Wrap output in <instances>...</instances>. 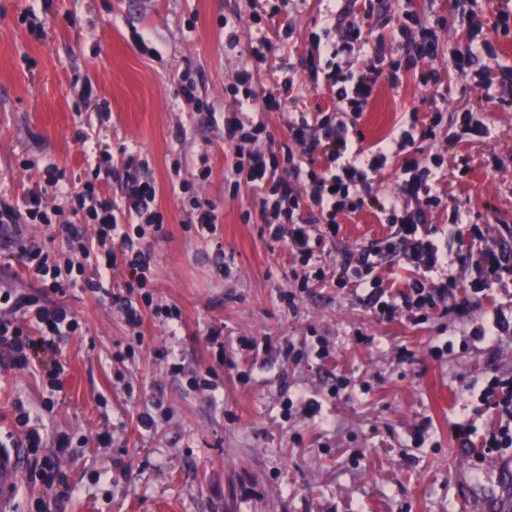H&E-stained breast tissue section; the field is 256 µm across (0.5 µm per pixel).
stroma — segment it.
<instances>
[{
  "label": "stroma",
  "instance_id": "obj_1",
  "mask_svg": "<svg viewBox=\"0 0 512 512\" xmlns=\"http://www.w3.org/2000/svg\"><path fill=\"white\" fill-rule=\"evenodd\" d=\"M408 1L442 45L468 43L454 0H377L375 14L394 16ZM357 8L356 0H294L293 34L260 88L291 74L303 83L298 110L331 103L330 87L304 84L300 60L329 12ZM258 35L242 0H0V196L20 197L51 162L84 177L87 150L98 147L109 155L100 186L118 203L128 154L148 162L152 209L163 217L148 238L152 303L138 331L108 295H60L19 266L0 269L14 295L51 301L80 321L61 346L70 370L61 392L49 393L39 375L0 370V444L12 446L14 407L23 404L43 434L39 457L55 459L74 490L44 502L39 467L24 462L15 512H459L456 469L492 490L495 461L512 460V448L460 455L499 424L481 401L487 380L512 376V277L480 301L464 292L466 261L483 245L512 252L504 230L512 225V105L485 98L447 57L420 62L438 74L446 110L437 142L421 144L444 154L432 185L441 204L424 220L454 262L457 308L385 322L366 293L330 280L298 288L299 259L271 241L254 195L232 193L224 180L233 162L225 113L241 110L266 126L258 150L288 139L287 114L240 106L230 91ZM186 76L209 111L188 110L179 93ZM431 96L413 74L395 88L383 79L361 119L343 120L356 122L370 147L411 117L425 119ZM466 108L490 135L455 147L448 137ZM196 199L211 205L216 236L189 224ZM456 219L457 235L448 231ZM337 221L335 241L317 250L327 271L390 233L369 210ZM473 224L483 241L472 240ZM287 292L294 305L281 301ZM165 305L181 310V323L154 315ZM494 322L496 336L476 338ZM219 326L220 363L207 340ZM404 349L412 356L403 361ZM171 358L179 372L168 370ZM209 370L216 391L195 388ZM145 411L155 419L148 429L138 422ZM455 423L472 426L470 439L451 432ZM105 428L111 440L101 439ZM60 436L70 448L57 449Z\"/></svg>",
  "mask_w": 512,
  "mask_h": 512
}]
</instances>
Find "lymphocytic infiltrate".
Returning <instances> with one entry per match:
<instances>
[{
	"mask_svg": "<svg viewBox=\"0 0 512 512\" xmlns=\"http://www.w3.org/2000/svg\"><path fill=\"white\" fill-rule=\"evenodd\" d=\"M372 15L369 7L353 15L343 36L325 44V57L311 55L303 61L311 83L321 82L334 88L332 111L362 116L379 79L385 77L395 84L405 71H415L422 87L437 86L436 72L418 70L422 59L447 54L450 66L466 78L470 75L473 52L494 50L478 23L471 24V37L465 47L447 52L436 30L422 26L412 6L401 10L387 36L374 34ZM271 47L265 35L252 46L253 65L241 72L240 94L246 102L260 100L283 109L291 100L293 80H283L262 94L253 85V77L260 73ZM365 50L370 53L369 65L356 72L350 70V60ZM442 121V109L433 106L430 122L420 129L403 131L388 142L367 147L359 130L303 112L289 120L288 142L281 144L278 151L263 153L252 150L251 145L265 135V126L242 120L234 113L224 118V145L234 158L230 182L234 188L246 187L255 192L260 219L273 228L272 240L285 242L307 262L308 268L301 277L305 286L324 279L323 268L312 263L314 249L335 239L340 230L337 215L367 207L374 209L385 223L395 226L403 244L397 256L413 272L412 280L396 292L393 300L380 303L379 317L391 320L403 310L433 308L456 291L457 278L449 267L447 251L434 241L431 231L421 222L424 207L439 204L430 182L437 177L440 165L437 154L421 155L416 143L435 139V130ZM316 158L322 162L318 170L309 166ZM396 158L401 161L399 171L405 196L422 200V207L413 209L401 200L374 196L369 173L381 172ZM96 159L98 164L105 161V153H97ZM98 164L77 185L69 181L59 165L49 164L43 184L29 188L14 201L0 197V225L11 230L16 245L11 260L22 267L30 280L57 293L70 288L104 291L117 271L123 275L126 292L141 291L151 285L153 253L144 236L146 226L156 223L155 213L148 210L155 188L149 181L130 178L123 204H116L97 183ZM283 166L292 169L295 176L306 177L304 190H295L278 178L277 172ZM77 216L88 218L94 229L80 251H57L26 237L28 225H62ZM375 258V252L366 251L357 262L346 260L337 264V284L380 288ZM507 275H512V260L498 247H487L475 265L469 289L473 295H487ZM77 328L74 314L66 309L15 297L7 290L0 292V367L25 372L40 369L51 392L62 391L67 368L60 358V345ZM482 399L502 416L501 424L485 435L482 448L488 452L511 448L512 376L494 378L484 389Z\"/></svg>",
	"mask_w": 512,
	"mask_h": 512,
	"instance_id": "f902f5d3",
	"label": "lymphocytic infiltrate"
}]
</instances>
